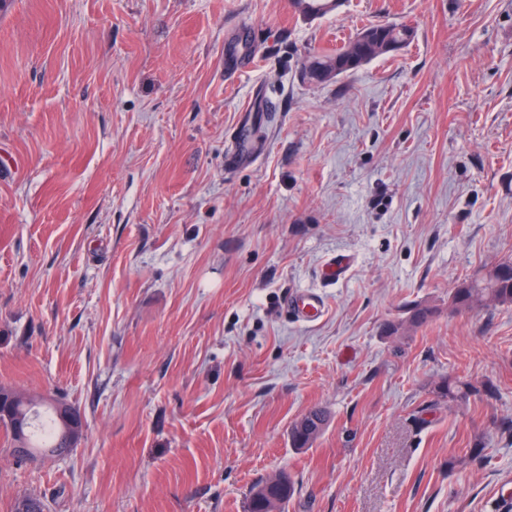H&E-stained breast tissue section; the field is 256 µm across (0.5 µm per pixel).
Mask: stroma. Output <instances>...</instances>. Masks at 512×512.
<instances>
[{
    "mask_svg": "<svg viewBox=\"0 0 512 512\" xmlns=\"http://www.w3.org/2000/svg\"><path fill=\"white\" fill-rule=\"evenodd\" d=\"M384 23L411 41L302 78ZM508 257L512 0H0V384L85 422L64 457L0 433V512H247L283 471L288 512H497L512 307L448 296ZM307 289L314 323L285 307ZM444 378L480 393L436 401ZM328 423L327 413L320 408H313L298 420L291 429L294 447H309L322 433Z\"/></svg>",
    "mask_w": 512,
    "mask_h": 512,
    "instance_id": "1",
    "label": "stroma"
}]
</instances>
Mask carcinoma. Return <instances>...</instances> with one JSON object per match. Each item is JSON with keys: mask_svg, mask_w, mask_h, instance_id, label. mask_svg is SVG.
<instances>
[{"mask_svg": "<svg viewBox=\"0 0 512 512\" xmlns=\"http://www.w3.org/2000/svg\"><path fill=\"white\" fill-rule=\"evenodd\" d=\"M295 4L306 16H324L336 7V0H295ZM413 36L406 25L376 24L363 29L344 48L334 54L315 55L309 61V70L325 74V80L355 71L369 60L387 54L384 45L392 40L403 45ZM499 266L507 269L500 279H492L490 272L477 274L460 283L448 296V304L455 311L479 312L490 303L512 306V261L504 260ZM477 388L468 383L450 379L441 380L434 388L436 397L442 401L465 400ZM0 392L11 396L10 406L21 415L27 424L24 435H18L13 424L3 420L0 425L11 435L12 454L19 460L33 459L38 455L60 457L72 451L64 435L55 411L48 412L50 421L41 432H36V421L40 411H32L37 403L45 402L26 396L10 387L1 385ZM328 423L327 413L313 408L298 420L291 429L294 447L306 448L322 433ZM295 486L286 473L279 480L270 479L257 483L249 495L248 512H286L293 498Z\"/></svg>", "mask_w": 512, "mask_h": 512, "instance_id": "carcinoma-1", "label": "carcinoma"}]
</instances>
